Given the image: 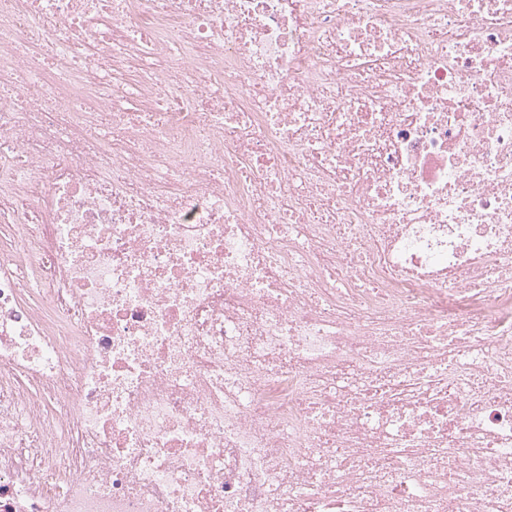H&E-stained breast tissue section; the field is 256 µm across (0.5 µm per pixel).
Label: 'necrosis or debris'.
<instances>
[{
	"mask_svg": "<svg viewBox=\"0 0 512 512\" xmlns=\"http://www.w3.org/2000/svg\"><path fill=\"white\" fill-rule=\"evenodd\" d=\"M0 512H512V0H0Z\"/></svg>",
	"mask_w": 512,
	"mask_h": 512,
	"instance_id": "4bbe7bcc",
	"label": "necrosis or debris"
}]
</instances>
